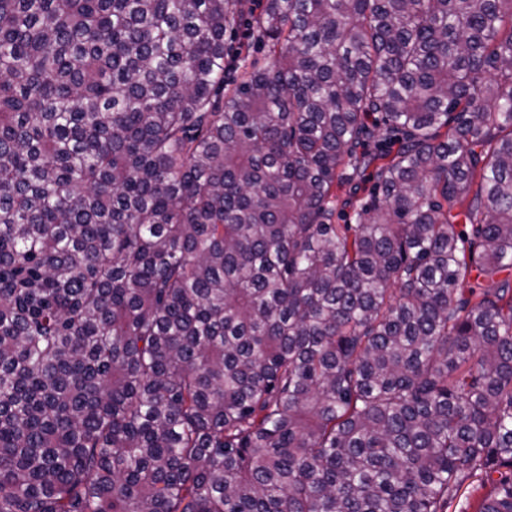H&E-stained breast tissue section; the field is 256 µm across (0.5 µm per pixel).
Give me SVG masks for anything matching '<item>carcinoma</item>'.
Returning a JSON list of instances; mask_svg holds the SVG:
<instances>
[{
    "label": "carcinoma",
    "instance_id": "carcinoma-1",
    "mask_svg": "<svg viewBox=\"0 0 512 512\" xmlns=\"http://www.w3.org/2000/svg\"><path fill=\"white\" fill-rule=\"evenodd\" d=\"M511 269L512 0H0V512H512ZM247 27L246 25L241 26L238 31L231 36L228 33L226 35V43H231L235 48H238L244 43L246 47L242 49L241 58L247 57L249 61H256L260 66H265L269 62L265 51L258 48L257 44L249 36ZM369 126L374 130V135L370 136L366 141V148L370 151H382L395 154L399 148V142L394 140L393 136L384 135L382 130V122L379 121L381 128H375L373 117L368 122ZM381 129V130H379ZM493 492V485L490 482L481 484L474 481L467 488H463L460 496L455 499L449 512H477L481 503Z\"/></svg>",
    "mask_w": 512,
    "mask_h": 512
}]
</instances>
